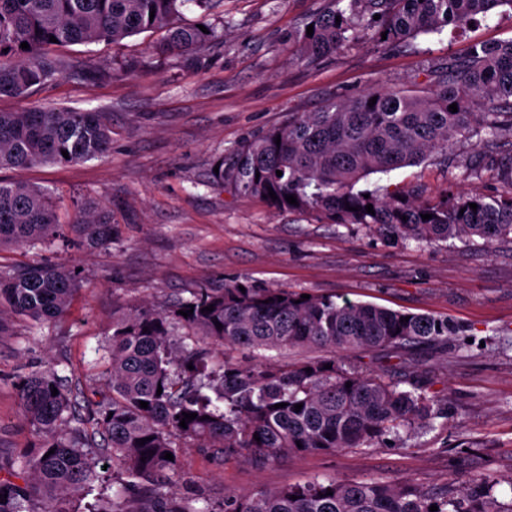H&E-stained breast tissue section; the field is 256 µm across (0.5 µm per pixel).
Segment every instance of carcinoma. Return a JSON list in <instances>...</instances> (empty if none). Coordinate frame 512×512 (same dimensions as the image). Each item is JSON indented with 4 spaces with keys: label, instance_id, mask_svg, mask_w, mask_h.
<instances>
[{
    "label": "carcinoma",
    "instance_id": "cac0c4a2",
    "mask_svg": "<svg viewBox=\"0 0 512 512\" xmlns=\"http://www.w3.org/2000/svg\"><path fill=\"white\" fill-rule=\"evenodd\" d=\"M189 2L202 11L200 24L207 32L176 23ZM219 2L0 0V97H25L68 72L98 78L81 61L49 52L54 45L160 32L156 53L197 66L217 36L208 18ZM501 6L512 8V0H329L311 20L313 35L303 31L293 38L291 59L314 62L369 32L380 45L397 46L443 26L464 27ZM52 36L58 43L50 42ZM23 42L29 48H21ZM372 98L376 103L370 107ZM453 103L455 113L449 111ZM478 106L491 111L477 112ZM479 123L490 134L486 146L512 137V39L471 44L464 56L436 72L426 91L379 87L318 112H297L215 160L219 172L211 179L264 198L276 209L318 212L336 224L372 227L386 241L436 244L479 237L490 245L512 243V196L474 192L431 202L404 188L355 189L373 173L448 154ZM111 145L112 123L104 112L38 106L0 112V169L91 160ZM271 190L277 199L269 196ZM287 195L296 196L297 204L288 203ZM472 203L477 209L470 208ZM424 214L432 218L424 220ZM113 230L112 215L95 205L79 208L71 223L62 224L46 193L23 182L0 181V251L46 245L66 231L85 247L99 249L112 243ZM77 286L75 271L52 264L0 266V339L13 335L20 317L35 328L60 320ZM209 305L214 310L203 311ZM190 308L193 314H179ZM406 316L409 320L402 321ZM454 335L448 319L432 314L314 295L303 300L284 288L239 281L201 288L164 311L147 303L134 306L113 323L108 394L94 413L93 432L82 427L72 392L55 369L19 380L23 420L38 443L10 461L0 458V494L7 495L0 512H72V500L104 482L97 471L100 456L112 462L117 489L110 496L100 494L93 512H430L433 505L438 512H512V503L496 504L495 483L482 478L459 485L450 478L439 491L394 481L332 479L247 495L226 492L216 503L181 490L178 461L164 459L167 452L179 456L187 441L199 443L218 462L383 447L402 430L425 429L448 418L442 399L431 391L433 382L417 369L408 371L400 385L379 373L347 371L334 359L291 366L225 359L210 368L206 345L250 353L318 347L343 355L405 352L445 344ZM328 363L331 368H324ZM190 364L194 369H188ZM142 401L148 408L140 407ZM279 403L285 407L274 408ZM296 404L302 405L298 412ZM185 412L197 417L184 429L179 423Z\"/></svg>",
    "mask_w": 512,
    "mask_h": 512
}]
</instances>
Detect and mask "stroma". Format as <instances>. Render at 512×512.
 Masks as SVG:
<instances>
[{
    "mask_svg": "<svg viewBox=\"0 0 512 512\" xmlns=\"http://www.w3.org/2000/svg\"><path fill=\"white\" fill-rule=\"evenodd\" d=\"M325 5L223 0L226 25L200 67L155 55L158 35L148 31L62 48V55L108 69L106 79L90 83L71 73L36 87L29 99L0 97V111L31 102L110 115L112 146L103 157L4 170L0 179L47 191L61 223L92 202L110 211L116 226L111 245L91 252L58 241L0 253V264L49 261L77 270L79 281L60 321L34 330L18 319L14 335L0 340V456L35 441L21 418L17 383L23 375L50 364L77 399L93 396L115 312L142 302L160 310L198 289L239 280L448 318L461 332L447 344L405 355L355 351L344 358L346 367L394 378L411 367L425 369L447 403L448 421L412 435L402 448L291 453L263 464H219L188 442L179 452L188 486L218 502L228 491L312 480L382 479L437 488L452 476L463 481L479 475L495 481L501 503L512 501V246L480 238L388 243L368 227L276 210L210 178L216 158L293 113L315 112L371 88L425 89L434 70L462 56L472 41L512 39V9L459 32L447 27L418 35L401 49L367 36L312 64L291 61L289 38ZM475 144L461 140L448 158L375 173L359 186H415L431 201L475 189L512 195V182L495 172L498 159L512 155V138H501L496 153L480 159ZM475 164L481 176L471 175Z\"/></svg>",
    "mask_w": 512,
    "mask_h": 512,
    "instance_id": "obj_1",
    "label": "stroma"
}]
</instances>
